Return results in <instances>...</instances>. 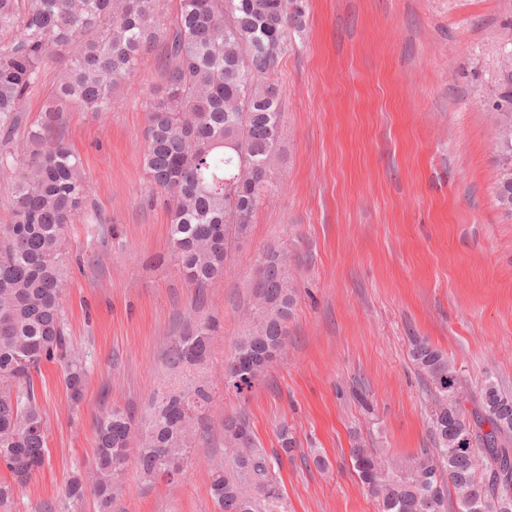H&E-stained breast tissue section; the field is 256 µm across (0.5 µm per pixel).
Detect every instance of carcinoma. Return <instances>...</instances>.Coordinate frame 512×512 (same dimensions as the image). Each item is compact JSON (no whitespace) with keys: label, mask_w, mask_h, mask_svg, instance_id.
<instances>
[{"label":"carcinoma","mask_w":512,"mask_h":512,"mask_svg":"<svg viewBox=\"0 0 512 512\" xmlns=\"http://www.w3.org/2000/svg\"><path fill=\"white\" fill-rule=\"evenodd\" d=\"M163 0H0V170L15 174L11 223L0 225V503L13 497L45 463L47 421L35 390L41 366L58 362L66 387L82 396L87 368L66 334L62 299L64 229L86 200L79 159L45 131L61 121L70 101L103 112L159 38L167 39V72L148 103L145 170L165 193L171 256L193 288L223 276L250 219L273 189L282 141V87L277 69L289 32L305 24L300 0H177L170 25L161 23ZM505 81L493 105L502 176L498 206L512 214V38L504 45ZM64 69L55 102L31 127V156L10 142L18 112L43 78V62ZM280 249L260 256L253 306L224 378L240 377L253 357L281 355L296 305L290 267ZM214 318L191 320L171 342L167 363L178 381L155 394L148 416L112 409L95 422L90 468L73 477L67 494L90 493L98 512H112L123 491L119 471L135 452L147 481L172 482L182 474L214 403L207 374ZM410 356L432 385V447L404 457L355 448L360 479L381 512H512V397L489 381L465 414L456 369L448 357L414 337ZM468 427L471 445L456 440ZM282 451L255 438L246 415L224 421V453L209 463L216 512H290L276 468L293 438L280 431Z\"/></svg>","instance_id":"carcinoma-1"}]
</instances>
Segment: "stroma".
I'll return each instance as SVG.
<instances>
[{
    "label": "stroma",
    "mask_w": 512,
    "mask_h": 512,
    "mask_svg": "<svg viewBox=\"0 0 512 512\" xmlns=\"http://www.w3.org/2000/svg\"><path fill=\"white\" fill-rule=\"evenodd\" d=\"M305 26L278 73L283 137L275 191L224 277L191 288L169 253V215L143 164L146 102L164 81L156 41L106 111L64 105L50 128L81 158L84 209L65 228L67 334L89 367L72 400L59 364L36 379L49 457L0 512H97L66 494L96 452L112 408L145 415L172 375L164 353L184 314L217 316L221 369L271 244L299 253L284 355L247 398L217 386L207 438L178 480L148 482L127 462L114 512H215L207 463L224 419L246 414L263 448L280 426L291 512H379L351 450L407 456L430 447L427 382L409 357L420 336L447 354L468 398L485 380L512 394V216L491 107L501 88V0H303ZM324 457L318 466L315 456Z\"/></svg>",
    "instance_id": "stroma-1"
}]
</instances>
